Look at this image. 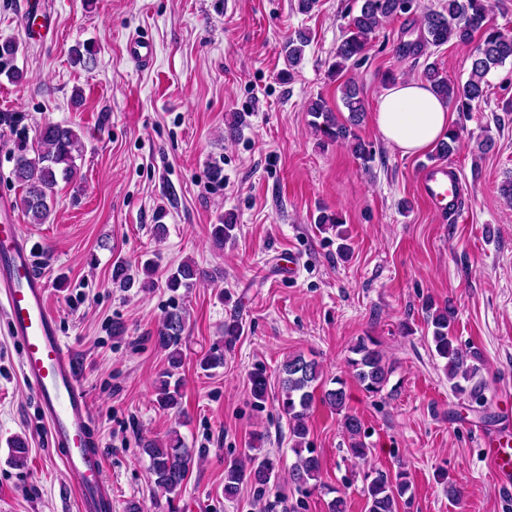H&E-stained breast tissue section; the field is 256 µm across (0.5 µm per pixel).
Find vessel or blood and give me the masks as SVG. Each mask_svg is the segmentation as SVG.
Instances as JSON below:
<instances>
[{
  "mask_svg": "<svg viewBox=\"0 0 512 512\" xmlns=\"http://www.w3.org/2000/svg\"><path fill=\"white\" fill-rule=\"evenodd\" d=\"M417 181L420 196L430 207L447 212L450 219L459 217V173L442 163H425ZM10 210L9 203L0 204V308L6 313L10 338L21 348L22 378L39 395L40 416L51 446L59 450L75 482L80 512H112V484L105 476L74 351L60 332L33 251ZM484 455L499 485L512 486V445L489 440Z\"/></svg>",
  "mask_w": 512,
  "mask_h": 512,
  "instance_id": "vessel-or-blood-1",
  "label": "vessel or blood"
}]
</instances>
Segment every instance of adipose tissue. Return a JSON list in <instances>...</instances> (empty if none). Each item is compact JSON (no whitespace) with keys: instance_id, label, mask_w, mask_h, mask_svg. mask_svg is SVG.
Segmentation results:
<instances>
[{"instance_id":"ef3b65f1","label":"adipose tissue","mask_w":512,"mask_h":512,"mask_svg":"<svg viewBox=\"0 0 512 512\" xmlns=\"http://www.w3.org/2000/svg\"><path fill=\"white\" fill-rule=\"evenodd\" d=\"M374 123L389 147L415 155L432 147L447 132L450 116L446 103L427 83L401 79L381 96Z\"/></svg>"}]
</instances>
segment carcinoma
<instances>
[{
  "mask_svg": "<svg viewBox=\"0 0 512 512\" xmlns=\"http://www.w3.org/2000/svg\"><path fill=\"white\" fill-rule=\"evenodd\" d=\"M358 12L351 17L347 30L336 46L335 61L331 65V75L339 76L347 63H359L369 50L372 35L382 25L402 13L411 10L412 0H360ZM489 0H445L442 10H431L423 16L422 42L427 46L440 47L449 41L459 45H469L474 36H479V44L472 56L471 69L465 82H453L430 64L424 72L426 82L434 93L445 102H452L462 111L471 110L473 103L486 95L487 75L494 69L512 61V36L492 25L489 20ZM310 42L309 36L300 31L296 37L288 39L284 46L288 66H296L302 58L304 48ZM19 43L13 40L0 42V75L10 81H17L21 72L16 66ZM342 98L349 112V119L338 121L333 109L321 97L309 102L307 112L312 120L315 133L330 142H344L350 145L353 154L362 160L369 159L364 142L356 132L365 112L364 100L356 84L347 82L342 87ZM26 114L22 112H0V127L10 129L16 136L10 150L14 166L12 175L22 187L20 204L33 223H44L50 213L58 179L66 181L77 171L76 158L80 156L81 139L74 127L46 123L37 127V146L29 145ZM460 136L457 130L450 129L447 137L436 145V154L447 157L458 150ZM238 225L230 220L219 219L212 225L211 237L216 245L236 238ZM205 273L193 261H184L167 276L165 285L171 292L181 288L189 289L204 278ZM112 283L119 288H129L134 283L129 266L122 262L112 267ZM427 324L432 327L431 342L435 353L446 360L448 378L462 379L468 383L474 379L479 367L474 362L480 360L476 351H465L456 344L451 335L448 308L425 307ZM187 312L178 306L166 311L155 336L158 347L167 352L168 368L163 373L158 390L157 404L163 409L178 407L181 399V381L176 371L182 366L181 341L186 330ZM241 335V322L232 319L224 323V348L232 349ZM348 358L354 377L363 389L372 395L379 394L389 375V368L379 350L378 341L371 336L359 338L350 347ZM282 375L281 407L288 415L289 436L292 451L296 456L290 472V479L308 486L316 481L321 472V461L317 449L308 440V418L314 401V392L322 389L321 401L330 408L341 411L345 408L346 392L343 380L334 381L336 387L329 388L323 381L319 364L301 354L288 356L280 366ZM250 393L255 405L262 406L267 396V377L264 369L258 367L249 375ZM343 427L350 439L348 452L354 466L363 467L367 463L369 448L361 439L362 423L354 414L344 415ZM143 453L149 458V473L154 484L172 494L179 491L195 462L194 451L187 448L178 435L165 442L144 440ZM276 475V462L265 456L261 459L250 457L247 460L224 462V495L232 498L239 492L243 483L260 489L268 487ZM408 474L398 471L391 479L382 472H366L363 475L362 493L366 498L368 512H396L399 499L409 491Z\"/></svg>",
  "mask_w": 512,
  "mask_h": 512,
  "instance_id": "cac0c4a2",
  "label": "carcinoma"
}]
</instances>
